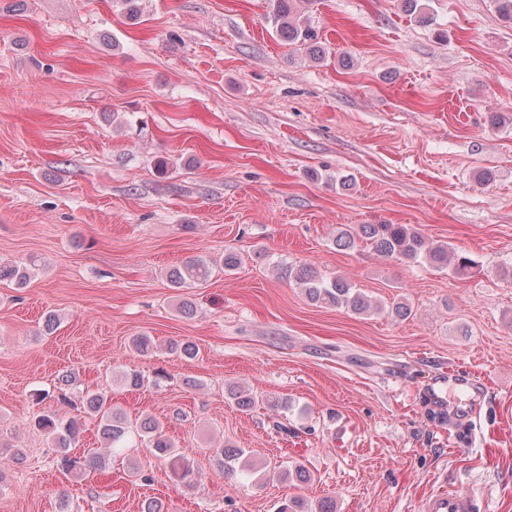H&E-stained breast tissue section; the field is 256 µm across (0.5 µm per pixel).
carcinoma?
Masks as SVG:
<instances>
[{"mask_svg": "<svg viewBox=\"0 0 512 512\" xmlns=\"http://www.w3.org/2000/svg\"><path fill=\"white\" fill-rule=\"evenodd\" d=\"M300 0H272V23L278 38L306 51L309 55L321 56L322 48L317 45L314 30L300 20L298 12ZM363 238L370 242L375 251L387 258L416 261L420 258L431 265L446 269L452 268L454 274L462 276L468 273L475 262L465 253H455L448 257V247L430 243L421 233L405 224H361L357 228L343 230L336 238V245L349 249L355 245V238ZM211 273L207 259L195 258L186 261L182 266L172 269L168 280L173 288H184L188 285L199 286L205 283ZM294 274L295 281L303 288L304 294L314 304H323L346 308L355 313H364L371 307L369 300L350 283L341 277L331 279L320 275L311 267L297 270L288 269ZM29 278L26 268L0 265V281L10 280L23 286ZM170 352L193 359L197 355L196 345L189 341H173L169 343ZM57 399L72 406L77 415L68 419L54 413H46L37 417L36 426L42 430L58 448L57 466L67 473L89 476L103 471L105 456L98 449L92 448L82 456L69 453V448L79 441L85 426V417L95 418L99 424V434L106 448H123L133 439L130 427L123 413L112 407V397L104 392L87 393L79 401L72 400L71 393L62 389ZM138 437L160 459H171L173 473L177 483L191 487L200 477L199 469L178 460L173 454L172 444L163 434V425L154 417L145 418L140 424ZM244 456L241 448H214L213 460L229 472L234 471L235 464Z\"/></svg>", "mask_w": 512, "mask_h": 512, "instance_id": "1", "label": "carcinoma"}]
</instances>
